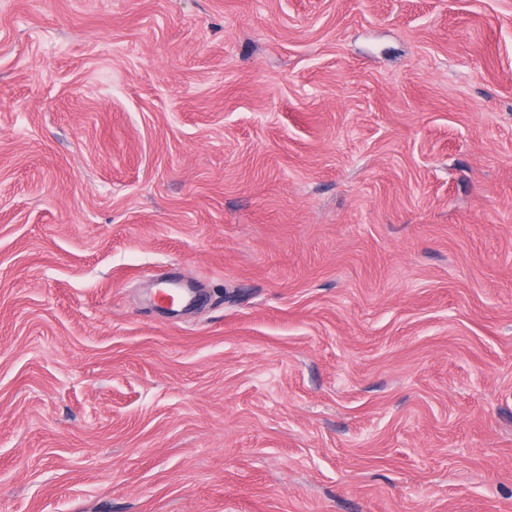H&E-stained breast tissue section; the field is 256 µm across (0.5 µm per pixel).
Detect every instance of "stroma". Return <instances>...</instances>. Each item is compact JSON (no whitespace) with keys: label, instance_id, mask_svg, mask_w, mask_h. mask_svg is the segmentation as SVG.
<instances>
[{"label":"stroma","instance_id":"stroma-1","mask_svg":"<svg viewBox=\"0 0 512 512\" xmlns=\"http://www.w3.org/2000/svg\"><path fill=\"white\" fill-rule=\"evenodd\" d=\"M0 512H512V0H0Z\"/></svg>","mask_w":512,"mask_h":512}]
</instances>
